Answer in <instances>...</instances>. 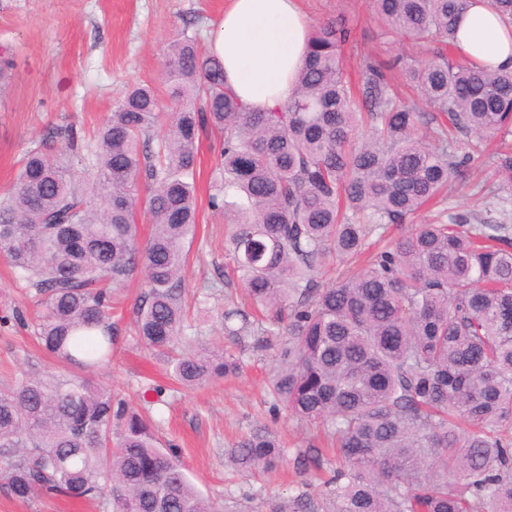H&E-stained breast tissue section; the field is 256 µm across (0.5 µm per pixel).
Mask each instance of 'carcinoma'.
Segmentation results:
<instances>
[{
  "instance_id": "1",
  "label": "carcinoma",
  "mask_w": 512,
  "mask_h": 512,
  "mask_svg": "<svg viewBox=\"0 0 512 512\" xmlns=\"http://www.w3.org/2000/svg\"><path fill=\"white\" fill-rule=\"evenodd\" d=\"M467 3L373 0L380 37L436 46L430 63L401 68L411 102L395 65L373 56L352 84V32L331 19L311 30L282 106L245 104L184 32L170 42L167 99L139 83L93 134L48 130L0 200V254L37 292L38 342L82 371L110 361L121 304L110 285L141 271L138 345L187 389L238 372L239 358L198 346L183 300L197 146L210 128L220 141L208 207L224 214V257L259 313L224 311L240 321L228 332L277 346L275 405L338 455L327 469L323 449H298L296 470L320 474V498L300 491L270 512H512V226L444 208L357 272L323 281L372 235L466 183L473 164L493 178L485 197L512 188V70L456 53ZM142 208L152 224L143 243ZM157 431L149 411L83 376L23 374L0 386V489L22 502L108 497L112 512H218ZM283 455L265 424L226 451L245 472Z\"/></svg>"
}]
</instances>
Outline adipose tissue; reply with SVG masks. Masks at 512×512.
Returning a JSON list of instances; mask_svg holds the SVG:
<instances>
[{
    "mask_svg": "<svg viewBox=\"0 0 512 512\" xmlns=\"http://www.w3.org/2000/svg\"><path fill=\"white\" fill-rule=\"evenodd\" d=\"M309 24L298 0H229L208 50L241 100L271 108L287 99L308 50ZM459 52L494 69H512V26L472 0L458 32Z\"/></svg>",
    "mask_w": 512,
    "mask_h": 512,
    "instance_id": "adipose-tissue-1",
    "label": "adipose tissue"
}]
</instances>
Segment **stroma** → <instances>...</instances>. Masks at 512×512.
I'll use <instances>...</instances> for the list:
<instances>
[{
  "label": "stroma",
  "mask_w": 512,
  "mask_h": 512,
  "mask_svg": "<svg viewBox=\"0 0 512 512\" xmlns=\"http://www.w3.org/2000/svg\"><path fill=\"white\" fill-rule=\"evenodd\" d=\"M228 0H0V56L13 66L0 92V194L16 180L23 154L51 127L67 123L89 130L110 115L125 90L136 83L157 82L165 69L171 37L193 23L200 40H208L224 15ZM310 25L327 18L350 28L360 51L384 60L405 56L422 62L433 58L429 45L379 39L369 0H300ZM219 140L202 134L198 145V224L183 273V297L195 308L196 334L240 356L238 374L195 389L174 388L164 363L133 342L128 331L132 307L140 293V276L126 283L123 314L117 317L118 342L110 363L90 372L95 385L112 389L132 406L149 398L161 424V442L175 445L198 488L218 503L221 512H269L272 502L298 493L305 475L296 473L294 455L313 429L273 410L266 373L271 351H257L248 336L224 331L229 296L239 294L227 281L224 217L207 205ZM487 171L470 169L466 184L450 193V207L481 214L486 220L512 223L508 204H490L475 195ZM22 311L29 322L13 318ZM35 292L16 281L0 258V381L8 373L45 372L57 362L40 348L31 329L36 320ZM259 423L278 435L285 456L276 472L237 471L225 448ZM0 512H106L101 503L42 498L28 503L0 492Z\"/></svg>",
  "instance_id": "35a3bbf8"
}]
</instances>
